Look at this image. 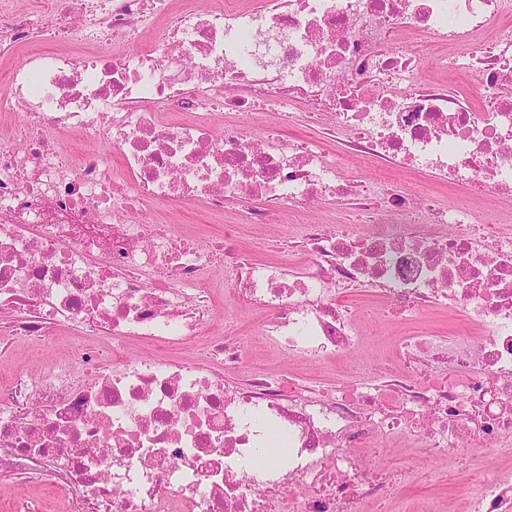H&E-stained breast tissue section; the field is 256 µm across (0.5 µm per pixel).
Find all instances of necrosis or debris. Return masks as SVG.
Wrapping results in <instances>:
<instances>
[{
  "mask_svg": "<svg viewBox=\"0 0 512 512\" xmlns=\"http://www.w3.org/2000/svg\"><path fill=\"white\" fill-rule=\"evenodd\" d=\"M163 14L161 36L143 42ZM510 16L512 0H210L175 15L169 0H60L20 17L0 0V59L26 55L0 91V112L19 115L0 140V334L70 327L153 350L107 361L84 347L81 373L64 362L18 376L0 393V463L79 512H441L399 495L443 472L465 474L464 512H512V230L485 225L474 205L512 188ZM398 32L409 41L393 43ZM436 46L477 104L423 86ZM259 107L331 119L346 156L467 197L444 206L346 178L316 143L258 136ZM225 112L236 122L217 129ZM67 133L112 154L75 150ZM348 194L353 223L311 220ZM228 197L251 200L260 241L271 207L288 208L286 249L305 262L251 260L232 229L139 220L199 199L220 216ZM220 256L234 296L263 317L262 343L335 364L334 382L271 376L233 338L207 336ZM355 295L380 310L347 305ZM441 311L463 331L416 325ZM379 319L398 327L379 365H345ZM201 335L197 359L168 357ZM273 434L287 463L248 471ZM396 441L418 453L383 467ZM471 449L486 464L468 463Z\"/></svg>",
  "mask_w": 512,
  "mask_h": 512,
  "instance_id": "1",
  "label": "necrosis or debris"
}]
</instances>
